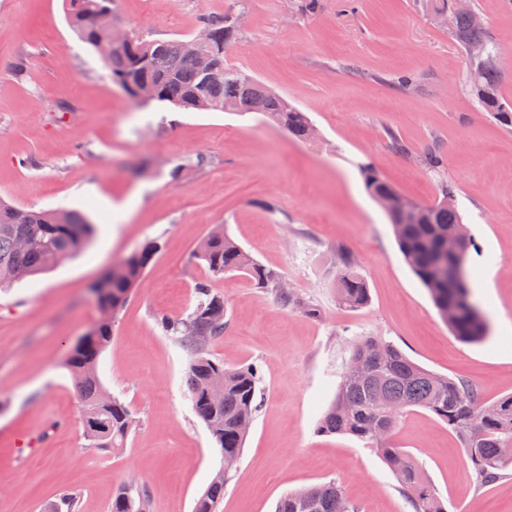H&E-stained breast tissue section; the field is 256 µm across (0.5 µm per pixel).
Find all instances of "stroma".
Segmentation results:
<instances>
[{"label": "stroma", "mask_w": 512, "mask_h": 512, "mask_svg": "<svg viewBox=\"0 0 512 512\" xmlns=\"http://www.w3.org/2000/svg\"><path fill=\"white\" fill-rule=\"evenodd\" d=\"M116 0L115 21L150 39L189 38L207 15L235 18L228 63L306 112L296 140L259 114L140 110L77 40L63 0H0V199L86 213L91 244L53 270L0 288V512H42L69 489L79 512H110L117 489L146 488L148 512H194L222 465L186 386L188 357L156 323L187 316L194 286L224 298V334L206 354L261 375L245 445L217 512H274L302 487L341 483L360 512H413L373 444L317 425L352 343L378 336L424 368L512 395V129L471 93L464 50L426 0ZM503 58L512 102V0H470ZM27 73L17 78L15 66ZM415 77L406 88L400 76ZM438 148L442 168L421 158ZM370 159L406 198L438 181L474 240L468 268L489 337L460 341L398 249L356 167ZM295 296L234 272L211 277L196 252L216 226ZM158 252L112 327L98 365L139 421L122 450L87 448L64 362L100 317L90 285L148 242ZM370 292L336 303L341 252ZM50 441L30 446L37 433ZM397 446L419 463L446 512H512V468L480 485L460 439L431 412L407 411Z\"/></svg>", "instance_id": "35a3bbf8"}]
</instances>
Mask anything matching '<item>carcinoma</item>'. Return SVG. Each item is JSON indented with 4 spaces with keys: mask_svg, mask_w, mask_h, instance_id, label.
<instances>
[{
    "mask_svg": "<svg viewBox=\"0 0 512 512\" xmlns=\"http://www.w3.org/2000/svg\"><path fill=\"white\" fill-rule=\"evenodd\" d=\"M66 16L76 36L104 61L114 83L126 93L141 80L154 83L158 97L140 105L142 109L169 106L177 110L222 112L228 105L234 112H258L264 119L288 129L294 137H311L312 122L280 95L262 86L244 70L224 60L226 23L223 16L204 19L214 38L206 47L218 62L221 74L204 81L196 60L184 51V40L147 39L134 36L127 44L113 41L114 15L99 11L100 0H65ZM454 34L461 46L482 43L488 52L497 50L491 32L473 24L469 12L459 11ZM474 96L485 111L506 127L512 126V103L500 91V72L484 66L467 74ZM367 193L375 200L395 191L370 160L357 163ZM403 259L430 294L440 314L448 307L456 310L449 323L453 333L466 342L488 338L489 322L475 302L467 266L468 254L459 259L462 278L448 280L437 266V248L442 236L455 232L464 237L466 249L474 246L458 210L437 201L425 205L419 222L391 224ZM95 227L80 212L69 209L35 211L0 200V287L45 273L83 251L94 236ZM150 243L130 254L116 271L105 276V291L99 305L117 313L126 303L144 270L156 254ZM197 258L215 277L231 272L245 273L261 288L279 287L277 274L259 265L222 228L201 242ZM197 304L185 318L157 316L161 329L171 336L188 356L186 384L194 410L205 424L224 456L237 457L244 447L242 425L253 420L260 375L253 367L226 368L224 363L204 353L205 346L224 335V299L209 285L195 286ZM338 305L349 311L364 308L370 300L365 279L355 269L350 254L342 252L336 278ZM93 335L70 352L65 368L79 392L88 446L102 451L122 448L132 432L126 426L131 411L123 401L103 387L97 365L112 340V323L97 322ZM359 363L370 365L363 378L352 375ZM224 373V403L216 405L206 396V382L215 371ZM418 407L448 425L463 443L477 480L484 486L501 478L512 465V396L486 401L479 390L464 380H455L430 371L410 359L395 345L365 336L351 347L347 366L336 396L321 417L318 431L349 435L375 443L400 484L408 491L414 512H445L440 499L430 489L418 463L404 449L391 443L401 414ZM383 424L384 437L374 429ZM302 492L316 503L315 512H359L344 494L340 483L311 485ZM147 491L120 488L112 499L111 512H145ZM224 497V480H213L197 499L194 512H215ZM80 493L73 490L45 505L44 512H77Z\"/></svg>",
    "mask_w": 512,
    "mask_h": 512,
    "instance_id": "carcinoma-1",
    "label": "carcinoma"
}]
</instances>
